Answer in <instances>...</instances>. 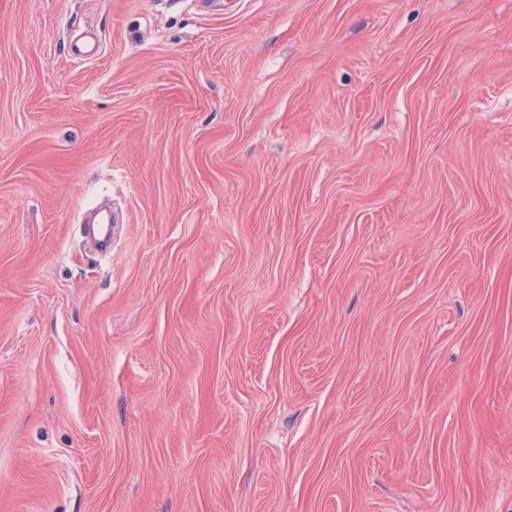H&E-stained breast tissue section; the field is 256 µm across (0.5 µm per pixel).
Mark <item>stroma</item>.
I'll use <instances>...</instances> for the list:
<instances>
[{"instance_id": "35a3bbf8", "label": "stroma", "mask_w": 512, "mask_h": 512, "mask_svg": "<svg viewBox=\"0 0 512 512\" xmlns=\"http://www.w3.org/2000/svg\"><path fill=\"white\" fill-rule=\"evenodd\" d=\"M0 512H512V0H0Z\"/></svg>"}]
</instances>
